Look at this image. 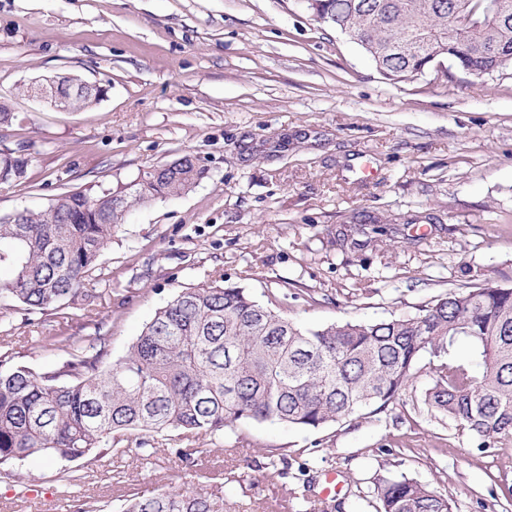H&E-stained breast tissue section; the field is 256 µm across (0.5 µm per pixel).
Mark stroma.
<instances>
[{
    "instance_id": "1",
    "label": "stroma",
    "mask_w": 512,
    "mask_h": 512,
    "mask_svg": "<svg viewBox=\"0 0 512 512\" xmlns=\"http://www.w3.org/2000/svg\"><path fill=\"white\" fill-rule=\"evenodd\" d=\"M104 92L64 111L33 99L46 76ZM0 150L28 147L0 215L58 194L119 191L183 154L203 177L133 205L87 283L89 311L0 305V362L57 364L46 336L104 333L124 357L178 291L223 279L305 327L418 314L449 292L512 287V70L478 79L443 62L403 82L317 23L304 0H0ZM365 221L369 245L344 242ZM427 362L381 413L308 431L238 421L224 437L161 440L106 458L58 497L33 456L0 482V512H84L127 494L223 486L236 512H376L374 484L401 475L445 491L454 512H512V440L480 451L424 402ZM197 449L188 473L177 449ZM282 449L283 476L264 451ZM338 495L321 497L329 472Z\"/></svg>"
}]
</instances>
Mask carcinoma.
Segmentation results:
<instances>
[{
    "instance_id": "carcinoma-1",
    "label": "carcinoma",
    "mask_w": 512,
    "mask_h": 512,
    "mask_svg": "<svg viewBox=\"0 0 512 512\" xmlns=\"http://www.w3.org/2000/svg\"><path fill=\"white\" fill-rule=\"evenodd\" d=\"M314 20L357 35L390 81L419 75L446 58L483 78L512 68V0L496 13L482 0H316ZM401 40L406 49L388 50ZM44 91L84 110L98 96L70 76ZM30 154L0 150V185L26 176ZM185 154L143 173L119 191L65 192L44 209L0 216V302L42 312L84 296L112 232L129 207L177 195L203 176ZM69 349L55 368L0 367V475L32 456L61 464L62 486H77L72 466L124 452L158 453L157 436H219L239 421H276L320 430L362 411L381 412L426 358L425 402L453 420L477 447L512 438V288L487 284L450 292L414 316L306 328L254 300L239 286L187 288L158 308L126 357L106 361L109 337L82 343L46 336ZM470 358L453 354L458 342ZM380 512H452L448 496L414 479L380 478ZM224 490L162 489L131 494L120 512H229Z\"/></svg>"
}]
</instances>
